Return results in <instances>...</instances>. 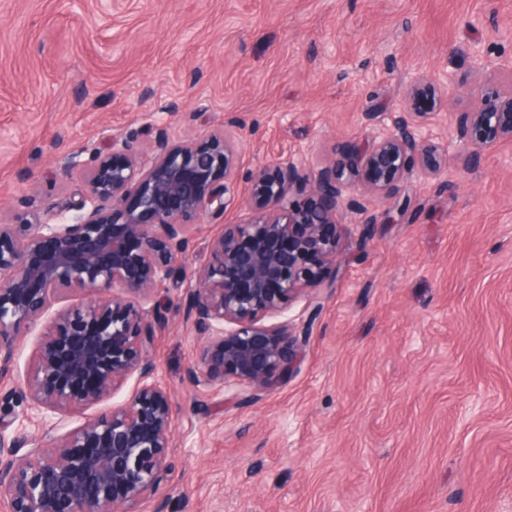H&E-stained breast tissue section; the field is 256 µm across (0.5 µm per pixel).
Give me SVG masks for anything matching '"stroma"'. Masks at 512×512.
Returning <instances> with one entry per match:
<instances>
[{
  "label": "stroma",
  "mask_w": 512,
  "mask_h": 512,
  "mask_svg": "<svg viewBox=\"0 0 512 512\" xmlns=\"http://www.w3.org/2000/svg\"><path fill=\"white\" fill-rule=\"evenodd\" d=\"M512 56V0H0V213L64 210L115 135L149 155V125L199 142L228 115L244 167L307 172L405 111L409 85L453 72L430 133L448 174L410 175L406 216L363 187L346 194L336 269L284 315L302 357L254 396L195 386L205 341L187 318L190 275L246 185L201 217L156 298L146 349L172 407L168 482L141 512H512V142L469 165L456 116L482 82L473 51ZM36 339L0 378L15 387Z\"/></svg>",
  "instance_id": "35a3bbf8"
}]
</instances>
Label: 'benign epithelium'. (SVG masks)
<instances>
[{
    "label": "benign epithelium",
    "mask_w": 512,
    "mask_h": 512,
    "mask_svg": "<svg viewBox=\"0 0 512 512\" xmlns=\"http://www.w3.org/2000/svg\"><path fill=\"white\" fill-rule=\"evenodd\" d=\"M434 79L406 91L409 109L373 132L363 147L337 153L298 176L293 161L258 166L246 178L250 217L226 224L209 243V260L193 271L187 317L205 334L195 386L255 391L287 379L301 352L296 320H265L315 288L336 264L344 195L363 179L370 192L410 205L403 181L448 170V145L425 135L436 101L420 107ZM475 109L458 122L467 164L512 141V87L488 78ZM242 128L233 117L199 143L150 129L144 159L127 138L81 168L76 212L28 211L0 218V375L14 363L18 337L37 330L34 365L20 382L28 402L20 425L78 423L49 445L32 443L25 461L0 458V501L8 512H139L169 476L172 410L143 348L157 288L188 249L190 226L222 213L239 179ZM306 193L301 205L291 190ZM153 223H144V217ZM83 296L75 306L61 302ZM137 388L124 403L89 409Z\"/></svg>",
    "instance_id": "benign-epithelium-1"
}]
</instances>
